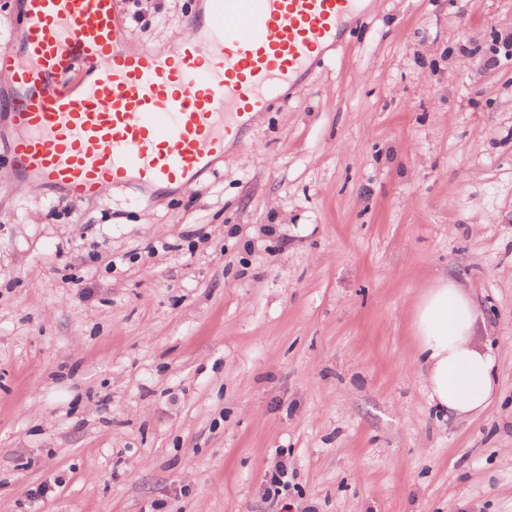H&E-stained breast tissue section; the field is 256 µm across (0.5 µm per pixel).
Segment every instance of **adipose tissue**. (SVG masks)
<instances>
[{
  "instance_id": "adipose-tissue-1",
  "label": "adipose tissue",
  "mask_w": 512,
  "mask_h": 512,
  "mask_svg": "<svg viewBox=\"0 0 512 512\" xmlns=\"http://www.w3.org/2000/svg\"><path fill=\"white\" fill-rule=\"evenodd\" d=\"M480 316L474 299L451 277L428 288L414 308L423 381L441 413L466 418L492 400L494 358L477 339Z\"/></svg>"
}]
</instances>
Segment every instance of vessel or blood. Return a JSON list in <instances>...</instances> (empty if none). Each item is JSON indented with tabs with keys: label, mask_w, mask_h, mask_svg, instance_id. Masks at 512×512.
<instances>
[{
	"label": "vessel or blood",
	"mask_w": 512,
	"mask_h": 512,
	"mask_svg": "<svg viewBox=\"0 0 512 512\" xmlns=\"http://www.w3.org/2000/svg\"><path fill=\"white\" fill-rule=\"evenodd\" d=\"M364 0H201L191 34L136 48L119 0H22L0 49L14 174L79 201L188 186L304 82Z\"/></svg>",
	"instance_id": "b4317fda"
}]
</instances>
